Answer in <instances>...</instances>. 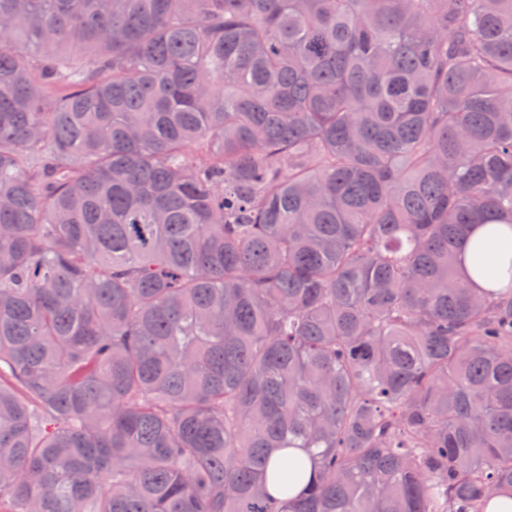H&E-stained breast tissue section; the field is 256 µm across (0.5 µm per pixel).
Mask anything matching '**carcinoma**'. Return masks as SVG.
<instances>
[{
	"instance_id": "1",
	"label": "carcinoma",
	"mask_w": 512,
	"mask_h": 512,
	"mask_svg": "<svg viewBox=\"0 0 512 512\" xmlns=\"http://www.w3.org/2000/svg\"><path fill=\"white\" fill-rule=\"evenodd\" d=\"M477 224L512 0H0V512H485Z\"/></svg>"
}]
</instances>
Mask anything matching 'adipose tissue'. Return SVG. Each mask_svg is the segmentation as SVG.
<instances>
[{
  "mask_svg": "<svg viewBox=\"0 0 512 512\" xmlns=\"http://www.w3.org/2000/svg\"><path fill=\"white\" fill-rule=\"evenodd\" d=\"M462 274L477 288H503L512 281V228L502 224L475 226L459 250Z\"/></svg>",
  "mask_w": 512,
  "mask_h": 512,
  "instance_id": "1",
  "label": "adipose tissue"
}]
</instances>
